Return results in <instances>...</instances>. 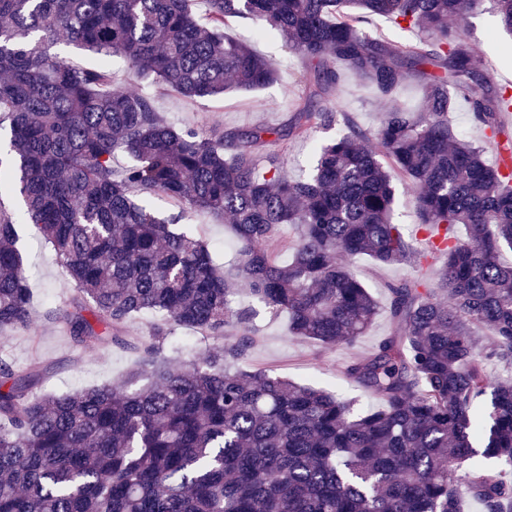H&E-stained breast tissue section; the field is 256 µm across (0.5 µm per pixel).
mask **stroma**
<instances>
[{"mask_svg": "<svg viewBox=\"0 0 512 512\" xmlns=\"http://www.w3.org/2000/svg\"><path fill=\"white\" fill-rule=\"evenodd\" d=\"M256 27L252 19L237 18L226 29L228 35L250 43L278 70L277 82L256 91H234L219 97L188 101L175 91L159 88L132 75L120 59H112V71L117 82L129 90L153 96L158 111L176 125L225 131L256 125L278 127L287 124L302 106L307 90L299 80L301 64L298 58L286 49L280 38L255 36ZM464 35L475 46L488 79L498 85H512V38L502 33L489 7H481L468 15ZM333 100L365 128L375 127L386 108L369 85L348 71L337 85ZM336 133L333 127L317 128L309 137L281 146L283 169L288 177L295 179L305 175L315 144ZM151 205L167 215L182 213L181 227L207 243L217 263H228L234 257L236 243L226 219L190 211L183 213L175 203L160 197L152 198ZM19 235L32 294L33 316L28 328L7 331L5 338L0 340V358L17 369L27 367L34 360L45 365L47 374L39 388L43 394L109 384L133 369L141 358L143 345L152 341L151 316L136 317L128 324L125 331L128 345L96 350L76 346L60 325L45 316L47 309L67 307L73 294L72 289L62 282L61 269L51 246L36 225H20ZM350 267L380 299L387 296V284L413 275L410 267L378 268L364 257L352 260ZM234 302L253 306L256 311L253 344L243 362L245 368L267 369L300 384L337 392L361 409L377 405V398L347 379L342 368L352 358L369 353L382 336L391 332L393 325L387 315H380L367 335L354 346L326 348L315 341L291 335L287 314H271L263 304L253 303L246 289L236 291ZM219 345V340L176 327L161 340L159 354L190 362Z\"/></svg>", "mask_w": 512, "mask_h": 512, "instance_id": "1", "label": "stroma"}]
</instances>
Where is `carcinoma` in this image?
<instances>
[{"instance_id":"obj_1","label":"carcinoma","mask_w":512,"mask_h":512,"mask_svg":"<svg viewBox=\"0 0 512 512\" xmlns=\"http://www.w3.org/2000/svg\"><path fill=\"white\" fill-rule=\"evenodd\" d=\"M0 0V330L31 323L18 226L35 224L76 297L52 312L83 348L123 342L136 316L238 341L188 363L144 348L136 371L112 385L37 395L35 361L0 359V512H512V92L490 86L465 39V15L489 4L512 35V0ZM247 16L277 32L303 62L308 89L278 128L176 127L153 99L112 79L124 60L135 76L186 99L253 91L276 81L272 63L224 33ZM372 16L415 34L393 41L366 31ZM64 41L102 59L72 65ZM347 69L389 103L364 129L329 96ZM409 80L420 106L398 101ZM468 104L483 140L457 133L449 114ZM344 117L316 147L308 176L290 180L277 153ZM494 147L485 159L486 146ZM117 153L129 164L117 171ZM396 172L414 200V231L444 229L438 256L416 247L395 212ZM226 217L235 262L215 263L179 217L140 195ZM294 230L292 257L270 249ZM416 276L387 286L395 329L345 376L381 405L361 412L339 395L241 367L253 313L233 305L234 285L293 335L353 346L380 303L338 256ZM494 338L483 345L475 329Z\"/></svg>"}]
</instances>
